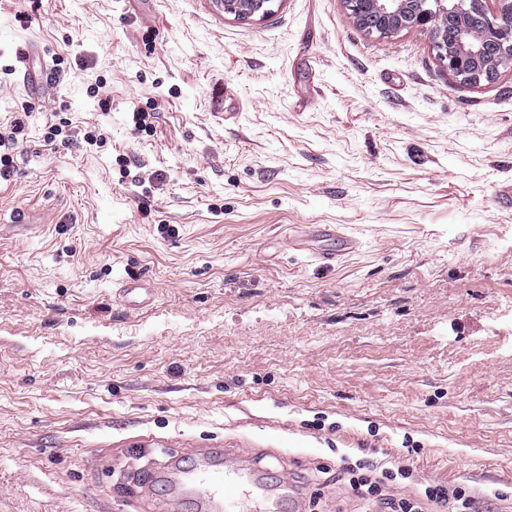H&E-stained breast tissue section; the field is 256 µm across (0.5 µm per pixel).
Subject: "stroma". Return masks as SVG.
I'll list each match as a JSON object with an SVG mask.
<instances>
[{
	"label": "stroma",
	"instance_id": "stroma-1",
	"mask_svg": "<svg viewBox=\"0 0 512 512\" xmlns=\"http://www.w3.org/2000/svg\"><path fill=\"white\" fill-rule=\"evenodd\" d=\"M32 44L64 67L35 97ZM25 105L0 512H201L171 477L213 448L301 512H358L343 456L512 512V64L461 82L431 30L367 35L344 0H0V130ZM56 117L106 144L47 146ZM310 224L358 245L322 265ZM217 2V6L224 10V14L233 15L240 20H250L256 16L263 18L272 12V0H218Z\"/></svg>",
	"mask_w": 512,
	"mask_h": 512
}]
</instances>
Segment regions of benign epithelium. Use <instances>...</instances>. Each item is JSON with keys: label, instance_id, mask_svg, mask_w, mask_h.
<instances>
[{"label": "benign epithelium", "instance_id": "1", "mask_svg": "<svg viewBox=\"0 0 512 512\" xmlns=\"http://www.w3.org/2000/svg\"><path fill=\"white\" fill-rule=\"evenodd\" d=\"M495 2L490 9L487 2ZM272 0H218L240 20L271 14ZM353 21L369 35L431 29L448 73L479 84L512 61V0H344Z\"/></svg>", "mask_w": 512, "mask_h": 512}]
</instances>
